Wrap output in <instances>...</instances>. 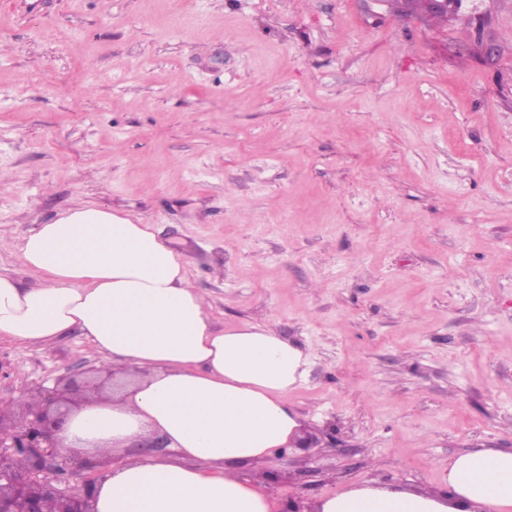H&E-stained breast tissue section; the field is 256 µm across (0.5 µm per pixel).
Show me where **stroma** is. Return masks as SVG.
<instances>
[{
	"instance_id": "1",
	"label": "stroma",
	"mask_w": 512,
	"mask_h": 512,
	"mask_svg": "<svg viewBox=\"0 0 512 512\" xmlns=\"http://www.w3.org/2000/svg\"><path fill=\"white\" fill-rule=\"evenodd\" d=\"M401 2L0 0V274L39 283L15 243L103 205L217 327L274 324L320 441L240 466L278 512L512 449V0ZM71 381L112 386L82 338H0V410Z\"/></svg>"
}]
</instances>
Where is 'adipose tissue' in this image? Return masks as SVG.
Wrapping results in <instances>:
<instances>
[{
  "mask_svg": "<svg viewBox=\"0 0 512 512\" xmlns=\"http://www.w3.org/2000/svg\"><path fill=\"white\" fill-rule=\"evenodd\" d=\"M18 251L43 279L0 274V335L26 347L81 336L119 381L83 393L59 444L105 460L161 435L177 453L109 468L92 512H273L276 494L229 465L270 460L294 440L301 423L288 395L306 376L302 350L267 324L216 328L185 258L111 208H67ZM314 510L512 512V450L457 455L436 490L365 482Z\"/></svg>",
  "mask_w": 512,
  "mask_h": 512,
  "instance_id": "obj_1",
  "label": "adipose tissue"
}]
</instances>
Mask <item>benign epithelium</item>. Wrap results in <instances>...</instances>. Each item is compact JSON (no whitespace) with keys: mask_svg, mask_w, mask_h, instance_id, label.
<instances>
[{"mask_svg":"<svg viewBox=\"0 0 512 512\" xmlns=\"http://www.w3.org/2000/svg\"><path fill=\"white\" fill-rule=\"evenodd\" d=\"M66 423L62 415H50L41 407H24L15 416L0 415V512H43L45 500L65 503L66 512H90L89 490L63 488L66 470L59 463L55 434ZM27 457L23 469L12 466L18 453Z\"/></svg>","mask_w":512,"mask_h":512,"instance_id":"7a95c632","label":"benign epithelium"}]
</instances>
